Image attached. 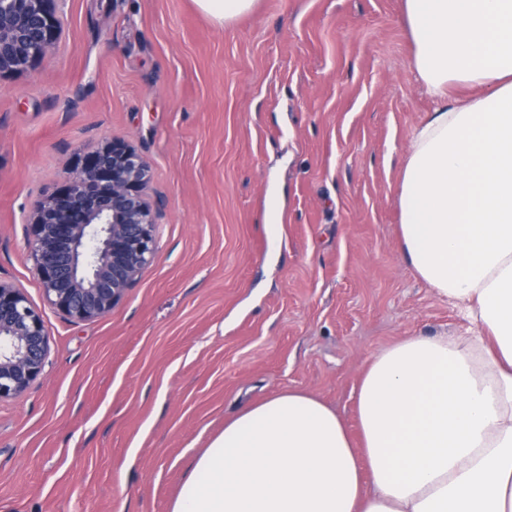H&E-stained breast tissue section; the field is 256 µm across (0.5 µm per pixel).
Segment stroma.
Segmentation results:
<instances>
[{"label": "stroma", "mask_w": 512, "mask_h": 512, "mask_svg": "<svg viewBox=\"0 0 512 512\" xmlns=\"http://www.w3.org/2000/svg\"><path fill=\"white\" fill-rule=\"evenodd\" d=\"M0 79V280L43 316V377L0 402V512H169L244 406L309 392L358 432L372 354L457 335L399 242L407 137L434 108L402 0H58ZM111 141L149 163L153 262L107 316L50 306L26 221ZM257 0H196L205 13L220 24H228L253 10Z\"/></svg>", "instance_id": "35a3bbf8"}]
</instances>
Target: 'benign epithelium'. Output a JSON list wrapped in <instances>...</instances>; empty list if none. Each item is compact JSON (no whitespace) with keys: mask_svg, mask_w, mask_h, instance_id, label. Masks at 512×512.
<instances>
[{"mask_svg":"<svg viewBox=\"0 0 512 512\" xmlns=\"http://www.w3.org/2000/svg\"><path fill=\"white\" fill-rule=\"evenodd\" d=\"M57 0H0V77L44 59L59 36ZM148 163L113 142L87 155L66 185L30 217L25 246L45 300L70 319L110 312L156 254L157 209ZM50 349L41 314L22 289L0 281V401L23 395Z\"/></svg>","mask_w":512,"mask_h":512,"instance_id":"1","label":"benign epithelium"}]
</instances>
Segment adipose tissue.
Here are the masks:
<instances>
[{"mask_svg":"<svg viewBox=\"0 0 512 512\" xmlns=\"http://www.w3.org/2000/svg\"><path fill=\"white\" fill-rule=\"evenodd\" d=\"M403 13L435 107L408 138L401 249L471 326L371 356L360 446L308 393L246 406L170 512H512V0H403Z\"/></svg>","mask_w":512,"mask_h":512,"instance_id":"ef3b65f1","label":"adipose tissue"}]
</instances>
